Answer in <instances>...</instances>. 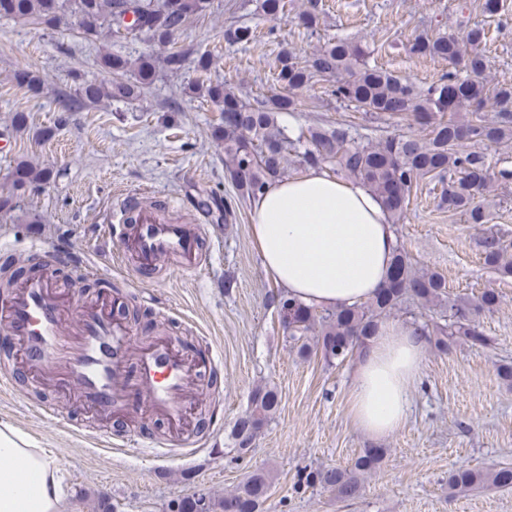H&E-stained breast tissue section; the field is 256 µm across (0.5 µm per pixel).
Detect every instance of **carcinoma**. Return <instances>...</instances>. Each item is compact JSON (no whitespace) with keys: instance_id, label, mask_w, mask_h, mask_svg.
Segmentation results:
<instances>
[{"instance_id":"carcinoma-1","label":"carcinoma","mask_w":512,"mask_h":512,"mask_svg":"<svg viewBox=\"0 0 512 512\" xmlns=\"http://www.w3.org/2000/svg\"><path fill=\"white\" fill-rule=\"evenodd\" d=\"M208 0H0V17L25 22L52 23L62 14L74 16L78 27L91 37L112 34L132 40L153 41L168 46L157 68L155 58L141 55L132 60L120 54L102 57V68L116 79L110 83L86 81L69 97L67 112L80 111L103 97L134 99L155 83L159 70L177 73L185 69V53L174 47L193 18L206 10ZM290 0H261L260 8L269 16L289 13ZM487 39L483 27L475 24L462 34L418 38L411 53L448 62L450 70L426 88L402 80L393 72L368 62L361 46L338 39L304 61L284 48L275 63L276 91L263 102L242 100L222 82H212L213 58L208 51L192 60L198 77L192 91L207 97L221 108V122L213 131L224 144L226 173L241 195L254 199L273 180L287 173L288 155L295 153L309 166H326L334 173L360 180L382 198L392 222L404 216L414 185L422 179L442 185L439 206L464 215L471 224H485L489 213L481 197L492 187V175L483 157L462 151L466 143L499 145L512 140V85L489 86L487 56L481 47ZM467 73L462 79L458 72ZM17 83L40 94L43 84L28 71L15 75ZM319 81L330 82V93L357 112H365L394 126L402 122L420 123L427 134L394 132L375 144L355 141L348 128L316 126L292 139L276 125L283 112L304 106L299 91ZM496 109V120L485 117L487 107ZM48 179V171L28 164L16 170L14 187L38 186ZM484 264L504 275H512V247L502 238L488 234L482 240ZM448 284L437 273L413 271L409 253L397 248L387 285L366 303L340 306L319 312L296 298L279 300L288 338L303 340L319 331L316 348L328 361L346 359L359 351L374 335L377 325L390 317L406 295L434 306L448 296ZM495 293H484L479 303L448 306V334L435 342L446 352L454 337L463 336L473 347H485L488 339L472 323L470 316L496 304ZM278 407L272 389L258 388L251 396V409L234 422L231 436L239 449L249 448L266 419ZM381 448H367L348 467H327L300 477L297 486L318 484L336 493L339 500L359 496L361 477L375 471L382 461ZM512 488V467L495 471L458 468L448 478V491L486 487ZM271 487L269 473L255 470L234 491L222 496L199 493L180 499L176 512H196L203 499L205 512H260Z\"/></svg>"}]
</instances>
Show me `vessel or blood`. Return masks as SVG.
Here are the masks:
<instances>
[{
	"mask_svg": "<svg viewBox=\"0 0 512 512\" xmlns=\"http://www.w3.org/2000/svg\"><path fill=\"white\" fill-rule=\"evenodd\" d=\"M107 222L122 225L121 252L141 272H156L166 257L195 273L207 259V235L200 218L188 224L167 221L141 197L125 196ZM31 247L45 271L14 280L0 295V331L16 347L15 361L36 384L68 394L107 438L106 426L140 416L161 421L165 436L143 437L157 459L192 454L198 446L189 417L202 411L199 387L215 362L210 346L192 352L168 336L136 342L130 323L114 311L112 295L92 298L59 287L53 269L62 262L88 274L86 264L67 249H48L41 240Z\"/></svg>",
	"mask_w": 512,
	"mask_h": 512,
	"instance_id": "obj_1",
	"label": "vessel or blood"
}]
</instances>
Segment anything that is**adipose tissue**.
Segmentation results:
<instances>
[{
  "instance_id": "obj_1",
  "label": "adipose tissue",
  "mask_w": 512,
  "mask_h": 512,
  "mask_svg": "<svg viewBox=\"0 0 512 512\" xmlns=\"http://www.w3.org/2000/svg\"><path fill=\"white\" fill-rule=\"evenodd\" d=\"M252 234L267 276L320 309L358 305L388 281L397 247L382 199L322 168L267 185L253 201ZM426 338L380 324L357 356L349 415L364 434L402 427L424 360ZM61 473L20 429L0 423V512H59Z\"/></svg>"
}]
</instances>
